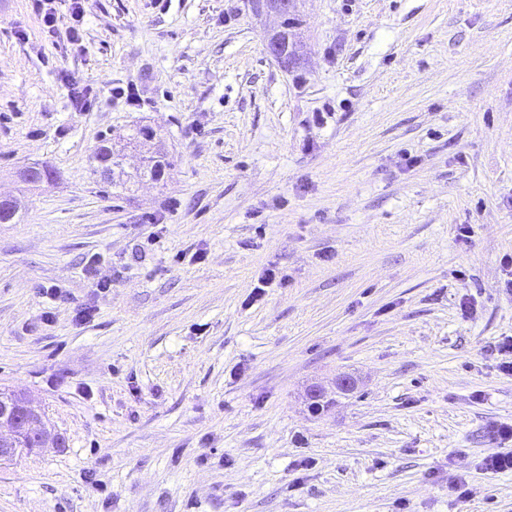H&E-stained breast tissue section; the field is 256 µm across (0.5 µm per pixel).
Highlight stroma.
I'll return each instance as SVG.
<instances>
[{
	"label": "stroma",
	"mask_w": 512,
	"mask_h": 512,
	"mask_svg": "<svg viewBox=\"0 0 512 512\" xmlns=\"http://www.w3.org/2000/svg\"><path fill=\"white\" fill-rule=\"evenodd\" d=\"M83 7L0 0V195L53 172L0 224V391L63 440L0 512H512V0H299L286 68L247 0ZM142 126L171 168L110 187ZM55 0H32V7L38 15L41 23L42 33L46 38L52 37L57 27L58 14L54 6ZM146 154L142 166L137 168L135 173L128 174L123 167L124 153L122 149L113 148L112 143L104 139L101 140V143L94 149L92 159L96 164V172L100 169L102 172V170L105 169L109 171L111 175H114L115 170H117L118 177L126 176V179L129 181L143 177L158 179L161 174L172 165L170 156L160 145L147 148Z\"/></svg>",
	"instance_id": "stroma-1"
}]
</instances>
